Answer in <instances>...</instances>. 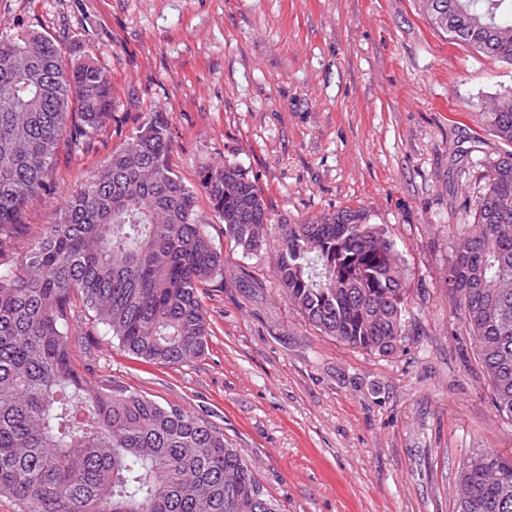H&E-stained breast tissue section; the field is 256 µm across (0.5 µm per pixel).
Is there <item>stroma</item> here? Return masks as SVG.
<instances>
[{
	"mask_svg": "<svg viewBox=\"0 0 512 512\" xmlns=\"http://www.w3.org/2000/svg\"><path fill=\"white\" fill-rule=\"evenodd\" d=\"M20 31L91 51L112 78L111 121L91 146L60 147L25 240L153 112L187 185L237 162L273 218L247 252L198 194L224 258L203 290L204 354L152 364L78 323L73 358L92 382L222 429L280 512H452L471 455H512V420L448 291L452 227L507 149L480 114L512 90V65L450 39L418 0H0V35ZM346 206L383 225L403 269L405 331L389 354L315 330L276 286L279 223Z\"/></svg>",
	"mask_w": 512,
	"mask_h": 512,
	"instance_id": "35a3bbf8",
	"label": "stroma"
}]
</instances>
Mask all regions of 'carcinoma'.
I'll return each mask as SVG.
<instances>
[{
  "label": "carcinoma",
  "instance_id": "obj_1",
  "mask_svg": "<svg viewBox=\"0 0 512 512\" xmlns=\"http://www.w3.org/2000/svg\"><path fill=\"white\" fill-rule=\"evenodd\" d=\"M450 38L512 64V0H419ZM112 119V80L91 53L68 61L52 37L0 36V253L48 192L59 147L89 144ZM512 144V91L481 113ZM169 119L153 112L61 207L58 221L0 264V499L14 512H279L223 430L178 406L93 384L72 326L93 313L130 353L161 365L203 355L201 288L224 258L196 210L205 193L247 251L271 223L239 164L204 166L197 187L170 163ZM277 285L305 322L370 351H393L406 290L393 241L362 207L281 224ZM448 267L495 409L512 419V151L490 165ZM453 512H512V459L462 467Z\"/></svg>",
  "mask_w": 512,
  "mask_h": 512
}]
</instances>
